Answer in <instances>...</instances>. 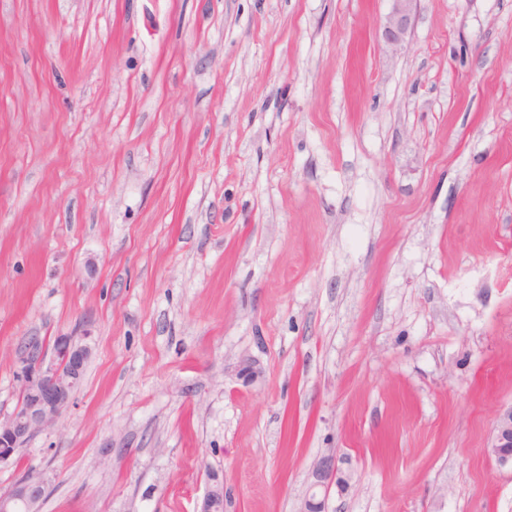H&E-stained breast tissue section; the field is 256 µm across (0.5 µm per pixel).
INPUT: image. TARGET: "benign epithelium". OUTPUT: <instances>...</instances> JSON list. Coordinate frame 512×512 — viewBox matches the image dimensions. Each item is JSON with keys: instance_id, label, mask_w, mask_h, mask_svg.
<instances>
[{"instance_id": "7a95c632", "label": "benign epithelium", "mask_w": 512, "mask_h": 512, "mask_svg": "<svg viewBox=\"0 0 512 512\" xmlns=\"http://www.w3.org/2000/svg\"><path fill=\"white\" fill-rule=\"evenodd\" d=\"M382 36L392 47L404 41L416 0H391ZM91 355L88 345L72 336L55 337L53 357L34 345L18 355L17 378L22 399L12 415L0 422V464L12 461L14 450L24 447L37 433L53 427L80 386ZM491 453L502 467H512V406L501 409L494 427ZM316 486L323 487L336 476V458L323 457L316 465ZM203 497L199 512H224V484L219 477ZM46 493L44 479L28 471L21 475L6 493L0 494V512H37Z\"/></svg>"}]
</instances>
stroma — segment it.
<instances>
[{
    "label": "stroma",
    "mask_w": 512,
    "mask_h": 512,
    "mask_svg": "<svg viewBox=\"0 0 512 512\" xmlns=\"http://www.w3.org/2000/svg\"><path fill=\"white\" fill-rule=\"evenodd\" d=\"M0 0V466L39 512H512V0ZM392 9L387 16L382 36L392 47H399L404 41L411 22L413 4L416 0H391ZM90 355L88 345L68 335L55 337L51 358L37 345L20 351L17 378L23 397L12 415L0 422L1 465L12 461L15 449L57 424L83 380ZM490 448L500 466L512 468V406L498 412ZM46 482L32 471L21 475L6 493L0 494V512H35L46 493ZM212 484L203 497L197 512H224V484L218 476H212Z\"/></svg>",
    "instance_id": "35a3bbf8"
}]
</instances>
